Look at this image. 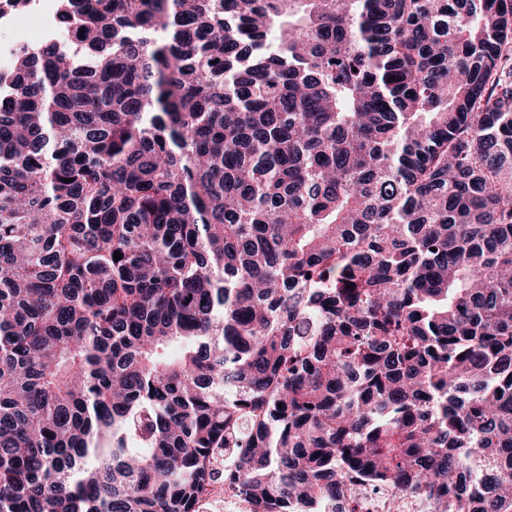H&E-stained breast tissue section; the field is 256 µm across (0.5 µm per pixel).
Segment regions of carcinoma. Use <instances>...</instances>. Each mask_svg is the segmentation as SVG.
Wrapping results in <instances>:
<instances>
[{
	"mask_svg": "<svg viewBox=\"0 0 512 512\" xmlns=\"http://www.w3.org/2000/svg\"><path fill=\"white\" fill-rule=\"evenodd\" d=\"M57 2L0 71V512H512V0ZM230 496L238 499L243 505L242 512L249 511V505L243 499L234 496L231 493H227ZM238 501L234 499L225 498L224 499V486L220 483L214 484L210 490L203 495L197 506L198 512H240L242 509L241 505ZM355 500L358 512H431V502L412 494H392L387 489L352 483L346 490Z\"/></svg>",
	"mask_w": 512,
	"mask_h": 512,
	"instance_id": "1",
	"label": "carcinoma"
}]
</instances>
